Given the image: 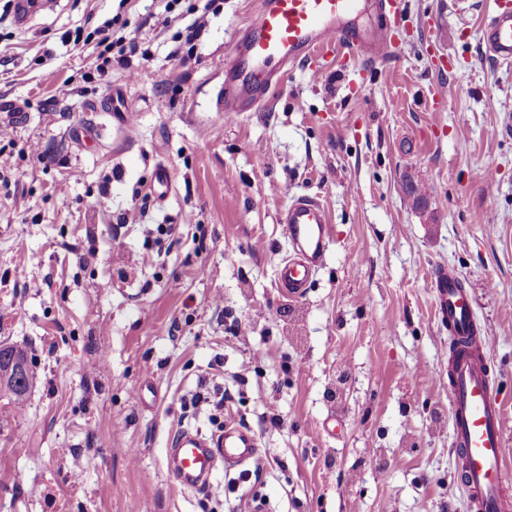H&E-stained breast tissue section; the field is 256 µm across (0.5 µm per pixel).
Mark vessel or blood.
Segmentation results:
<instances>
[{
	"instance_id": "vessel-or-blood-1",
	"label": "vessel or blood",
	"mask_w": 512,
	"mask_h": 512,
	"mask_svg": "<svg viewBox=\"0 0 512 512\" xmlns=\"http://www.w3.org/2000/svg\"><path fill=\"white\" fill-rule=\"evenodd\" d=\"M357 0H259L250 30L239 36L225 58L222 112L248 111L270 90L278 66L340 48L369 60H383L398 42L392 25L398 0H375L378 18L371 26H354ZM485 56L512 65V0L498 5L480 31ZM25 112L14 100L0 99V130L23 124ZM294 251L277 270L280 288L302 297L322 266L333 238L326 208L319 198L297 197L281 218ZM437 315L459 351L448 368V397L453 446L460 458V483L475 512H512L503 456L504 407L489 375L470 292L450 267L435 274ZM259 455L258 439L249 429L228 424L207 435L186 428L168 450L169 472L185 488L214 492L218 469L245 466Z\"/></svg>"
}]
</instances>
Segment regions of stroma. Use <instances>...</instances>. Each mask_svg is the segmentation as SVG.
<instances>
[{
    "instance_id": "obj_1",
    "label": "stroma",
    "mask_w": 512,
    "mask_h": 512,
    "mask_svg": "<svg viewBox=\"0 0 512 512\" xmlns=\"http://www.w3.org/2000/svg\"><path fill=\"white\" fill-rule=\"evenodd\" d=\"M51 2L0 24V96L28 114L0 139V343L35 372L22 410L0 396V512H471L441 266L491 330L512 478V66L480 50L491 0H402L408 50L297 63L234 117L217 110L221 62L257 0H216L189 44L202 0ZM117 15L139 48L104 83L72 33ZM115 93L132 134L104 110ZM160 165L172 188L156 196ZM304 195L334 241L291 299L280 218ZM228 423L256 434L258 460L219 474L217 498L175 484L174 434Z\"/></svg>"
}]
</instances>
